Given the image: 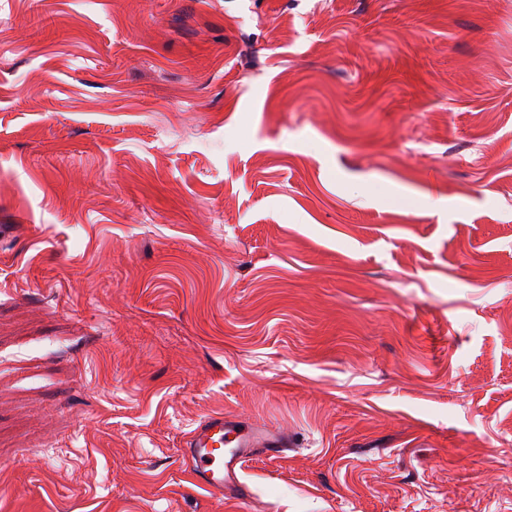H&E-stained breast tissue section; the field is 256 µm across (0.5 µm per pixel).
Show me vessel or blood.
Returning a JSON list of instances; mask_svg holds the SVG:
<instances>
[{"label": "vessel or blood", "mask_w": 512, "mask_h": 512, "mask_svg": "<svg viewBox=\"0 0 512 512\" xmlns=\"http://www.w3.org/2000/svg\"><path fill=\"white\" fill-rule=\"evenodd\" d=\"M287 443L282 432L210 414L186 436L183 448L196 485L243 505L251 495L242 478L245 459L259 452L277 453Z\"/></svg>", "instance_id": "b4317fda"}]
</instances>
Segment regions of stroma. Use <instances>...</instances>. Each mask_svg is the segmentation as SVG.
I'll list each match as a JSON object with an SVG mask.
<instances>
[{
	"mask_svg": "<svg viewBox=\"0 0 512 512\" xmlns=\"http://www.w3.org/2000/svg\"><path fill=\"white\" fill-rule=\"evenodd\" d=\"M512 512V0H0V512ZM287 444L288 435L280 431L210 414L186 436L183 448L196 485L245 505L251 495L242 478L245 459L259 452L278 453Z\"/></svg>",
	"mask_w": 512,
	"mask_h": 512,
	"instance_id": "stroma-1",
	"label": "stroma"
}]
</instances>
